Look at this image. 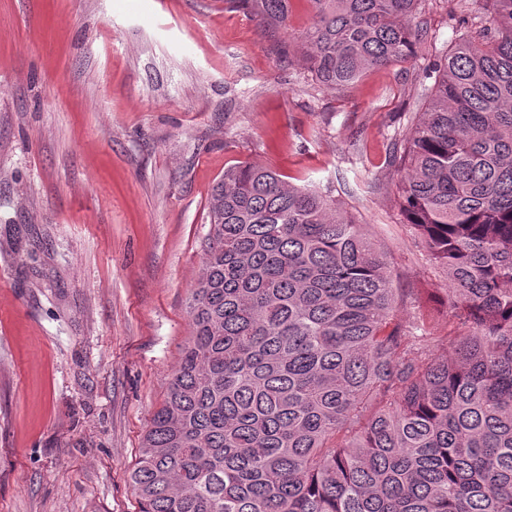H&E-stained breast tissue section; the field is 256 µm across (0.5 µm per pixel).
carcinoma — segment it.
<instances>
[{
	"label": "carcinoma",
	"mask_w": 512,
	"mask_h": 512,
	"mask_svg": "<svg viewBox=\"0 0 512 512\" xmlns=\"http://www.w3.org/2000/svg\"><path fill=\"white\" fill-rule=\"evenodd\" d=\"M297 52L344 88L406 60L424 0H308ZM425 66L392 147L455 325L401 323L387 253L331 191L248 163L212 189L192 331L131 482L138 512H512V0ZM266 26L291 0H225Z\"/></svg>",
	"instance_id": "cac0c4a2"
}]
</instances>
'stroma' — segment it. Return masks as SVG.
Masks as SVG:
<instances>
[{
    "instance_id": "35a3bbf8",
    "label": "stroma",
    "mask_w": 512,
    "mask_h": 512,
    "mask_svg": "<svg viewBox=\"0 0 512 512\" xmlns=\"http://www.w3.org/2000/svg\"><path fill=\"white\" fill-rule=\"evenodd\" d=\"M405 62L332 89L224 0H0V512H138L130 479L190 334L212 186L257 163L331 189L385 244L397 317L448 275L400 213L389 149L474 25L427 0Z\"/></svg>"
}]
</instances>
